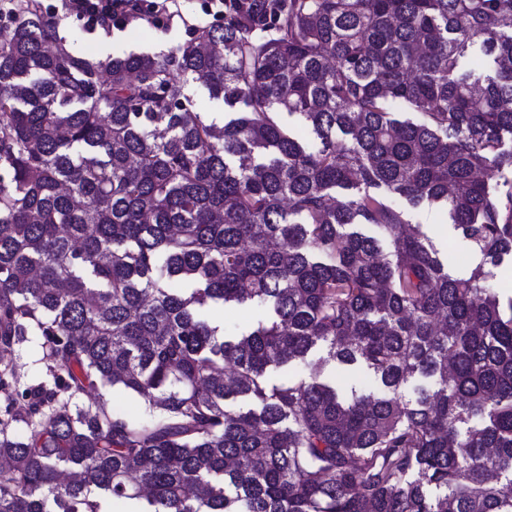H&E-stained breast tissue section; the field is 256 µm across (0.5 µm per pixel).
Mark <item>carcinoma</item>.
Here are the masks:
<instances>
[{"instance_id":"obj_1","label":"carcinoma","mask_w":512,"mask_h":512,"mask_svg":"<svg viewBox=\"0 0 512 512\" xmlns=\"http://www.w3.org/2000/svg\"><path fill=\"white\" fill-rule=\"evenodd\" d=\"M251 5L164 59L94 62L12 0L0 512H512V295L488 285L512 263V184L484 179L512 169V0H275L267 38ZM177 74L240 116L208 121ZM390 196L447 206L469 277ZM230 303L273 315L228 337L203 310ZM315 349L307 375L269 379ZM331 362L375 388L339 394ZM115 386L151 415L115 414ZM282 121L286 126L288 133L295 139H298L303 145L309 149L316 147L318 141L314 134L311 132L303 120L299 116H287L282 117ZM28 342L23 343L19 349L18 362L22 365L24 372V381L27 383H35L41 381L45 377V366L40 358V352L34 336L28 337Z\"/></svg>"}]
</instances>
